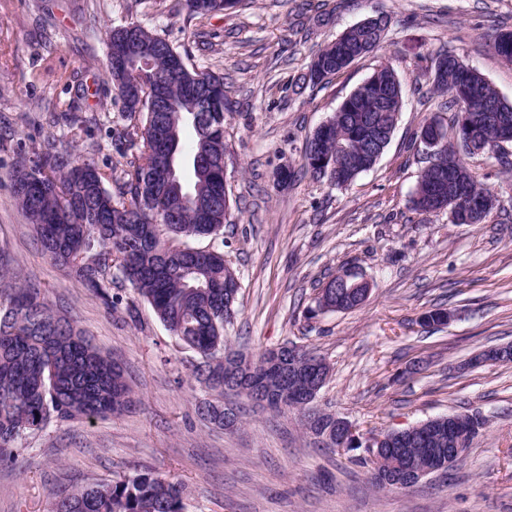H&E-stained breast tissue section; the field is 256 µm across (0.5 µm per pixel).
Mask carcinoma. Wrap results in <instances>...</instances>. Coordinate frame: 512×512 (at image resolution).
I'll return each instance as SVG.
<instances>
[{"instance_id": "carcinoma-1", "label": "carcinoma", "mask_w": 512, "mask_h": 512, "mask_svg": "<svg viewBox=\"0 0 512 512\" xmlns=\"http://www.w3.org/2000/svg\"><path fill=\"white\" fill-rule=\"evenodd\" d=\"M226 0H183L187 18L226 10ZM360 23L344 31L314 55L305 80L320 85L379 47L389 20ZM138 40L137 66L126 74L112 70V60L128 55V34ZM106 65L115 98L123 100V86L141 80L144 103L136 108L122 104L127 124L111 131L112 141L127 150L140 151L141 161L118 174L101 170L93 159L63 147L49 137L32 155L18 162L11 176L13 197L49 259L68 272L111 308L116 304L112 285L129 283L152 308L159 321L181 345L198 356L195 380L224 393V354L230 351L224 337L228 322L224 308V254L191 245L202 238L224 234L229 198L224 169L207 158L224 155V77L194 60L187 48L169 41L164 32L139 23L114 27L106 33ZM442 63L446 77L432 80L435 93L448 97L453 110V140L433 154L434 160L419 176L413 204L426 213L424 193L439 170H452L446 193L458 189L480 202L472 215L479 224L495 208L497 197L469 170L467 127L460 123L456 95L459 82L474 94L471 115L491 111L499 116L483 124L478 134L487 144L484 154L499 158L493 146L512 135V103L454 52L444 50L430 58ZM60 79L74 88V96L52 122L72 131L93 123L99 115L80 114L86 98L83 84L63 73ZM364 90L349 94L329 118L326 137L318 144L322 154L335 156V175L327 176L338 188L350 184L377 163L366 139L374 115L390 125L403 107L400 81L386 65L367 78ZM168 85L170 107L158 112L152 100L154 86ZM174 151L181 179L167 195L155 197L148 177L161 174ZM7 249L0 246V278L11 285L0 289V463L16 460L18 445L51 424L93 420L121 413L131 402V388L123 367L104 355L75 323L58 315L41 289L23 281L12 266ZM363 288H345L333 275L327 300L344 311L360 306ZM258 378L288 393L305 389L309 379L289 384L265 370L263 357L253 360ZM454 432H467L475 440L483 424L467 413L452 415ZM385 460L420 467L448 462V424L434 425L413 441L394 437ZM52 512H183L179 482L139 470L111 483H93L66 491Z\"/></svg>"}]
</instances>
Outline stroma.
<instances>
[{
	"label": "stroma",
	"mask_w": 512,
	"mask_h": 512,
	"mask_svg": "<svg viewBox=\"0 0 512 512\" xmlns=\"http://www.w3.org/2000/svg\"><path fill=\"white\" fill-rule=\"evenodd\" d=\"M379 12L391 17L379 49L298 89L320 47ZM129 22L192 42L198 63L224 76L231 211L222 238L196 245L222 252L239 281L224 327L230 346L256 357L291 341L321 355L331 375L318 408L364 434L480 413L485 426L457 470L406 491L379 490L354 453L322 446L295 410L274 413L239 397V430L202 419L196 406L211 394L192 376L197 356L150 305L119 281V302L106 307L42 252L10 173L59 132L50 114L71 97L59 72L87 86L83 111L122 122L105 39ZM510 30L512 0H239L191 20L177 0H0V243L54 310L123 365L138 401L118 416L28 437L16 461L0 466V512H50L62 491L140 469L180 482L184 512H512V362L461 368L481 350L512 344V165L466 158L499 199L482 223L455 224L448 211L423 214L412 203L428 162L420 128L439 111L429 57L451 48L512 103V65L492 48ZM384 65L404 105L375 167L342 189L304 174L316 128ZM72 141L96 145L103 168L119 171L140 156L93 125ZM285 166L295 177L282 184ZM345 268L370 281L366 302L313 312L317 289ZM438 308L451 321L424 326L422 315Z\"/></svg>",
	"instance_id": "1"
}]
</instances>
